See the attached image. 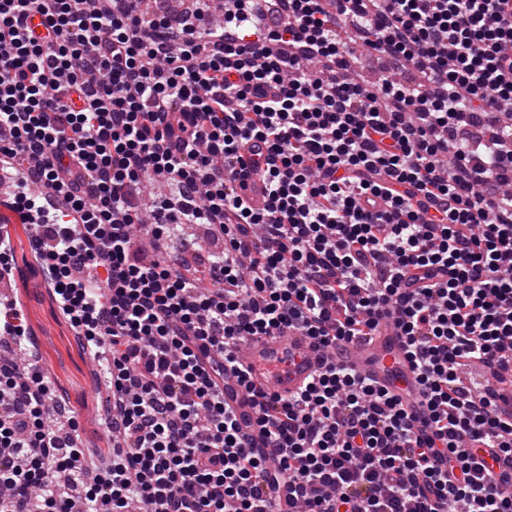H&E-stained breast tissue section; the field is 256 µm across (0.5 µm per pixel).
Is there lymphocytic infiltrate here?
<instances>
[{
    "mask_svg": "<svg viewBox=\"0 0 512 512\" xmlns=\"http://www.w3.org/2000/svg\"><path fill=\"white\" fill-rule=\"evenodd\" d=\"M148 2L0 0V185L112 386L92 474L40 359H0V512H263L284 486L293 512H512L479 455L512 465V415L464 375L512 369V0H224L219 25ZM346 28L392 59L380 84ZM255 147L260 209L233 177ZM184 224L224 241L205 280ZM384 322L422 422L331 363L254 393L255 449L224 402L240 343Z\"/></svg>",
    "mask_w": 512,
    "mask_h": 512,
    "instance_id": "1",
    "label": "lymphocytic infiltrate"
}]
</instances>
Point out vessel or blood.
<instances>
[{
  "instance_id": "obj_1",
  "label": "vessel or blood",
  "mask_w": 512,
  "mask_h": 512,
  "mask_svg": "<svg viewBox=\"0 0 512 512\" xmlns=\"http://www.w3.org/2000/svg\"><path fill=\"white\" fill-rule=\"evenodd\" d=\"M253 156L244 153L235 169L236 185L251 206H262V183L252 166ZM240 356L253 390L286 396L298 391L311 376L329 362L355 367L378 384L399 393L410 416L421 417L419 386L415 380L401 337L383 329L373 336L352 342H340L324 350L311 337L288 333L260 336L243 343ZM251 392L240 388L226 390L225 397L234 407L239 422L253 440H260L257 407Z\"/></svg>"
}]
</instances>
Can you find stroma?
<instances>
[{"instance_id":"obj_1","label":"stroma","mask_w":512,"mask_h":512,"mask_svg":"<svg viewBox=\"0 0 512 512\" xmlns=\"http://www.w3.org/2000/svg\"><path fill=\"white\" fill-rule=\"evenodd\" d=\"M0 229L8 231L13 239L12 285L27 314L28 333L37 344L58 398L75 412L81 447L110 448L112 437L103 427L108 395L95 389L89 351L79 344L48 288L39 284L42 270L29 247L31 228L18 223L10 208L0 207Z\"/></svg>"}]
</instances>
